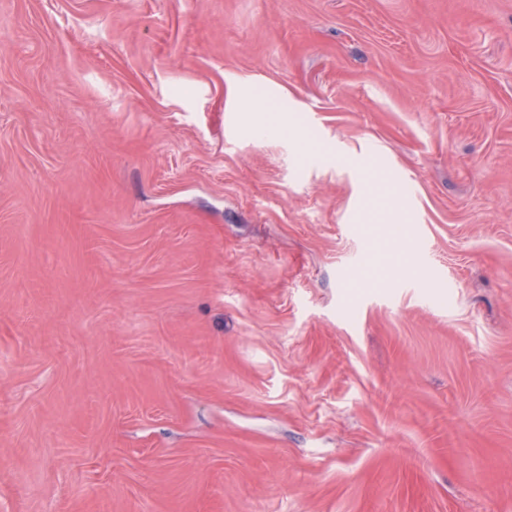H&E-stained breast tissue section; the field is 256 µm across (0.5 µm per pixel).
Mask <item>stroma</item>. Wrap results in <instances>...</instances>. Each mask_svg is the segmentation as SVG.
I'll list each match as a JSON object with an SVG mask.
<instances>
[{"instance_id":"stroma-1","label":"stroma","mask_w":512,"mask_h":512,"mask_svg":"<svg viewBox=\"0 0 512 512\" xmlns=\"http://www.w3.org/2000/svg\"><path fill=\"white\" fill-rule=\"evenodd\" d=\"M0 512H512V0H0Z\"/></svg>"}]
</instances>
